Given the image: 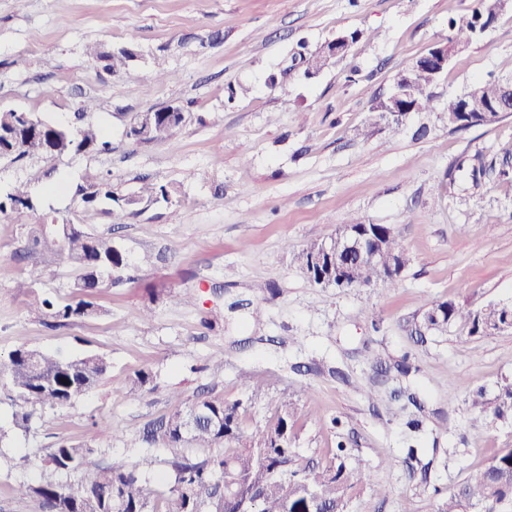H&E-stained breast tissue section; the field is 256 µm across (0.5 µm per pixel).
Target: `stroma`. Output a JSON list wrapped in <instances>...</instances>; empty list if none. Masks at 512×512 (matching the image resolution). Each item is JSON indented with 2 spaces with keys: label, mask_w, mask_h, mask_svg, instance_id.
Segmentation results:
<instances>
[{
  "label": "stroma",
  "mask_w": 512,
  "mask_h": 512,
  "mask_svg": "<svg viewBox=\"0 0 512 512\" xmlns=\"http://www.w3.org/2000/svg\"><path fill=\"white\" fill-rule=\"evenodd\" d=\"M474 0H0V109L74 124L94 99L107 153L0 160V191L26 182L41 207L0 213V361L19 345L104 355L110 368L73 406L39 412L27 434L0 442V512H40L15 486L40 479L61 439H92V422L118 438L95 441L105 464L142 467L152 489L171 477L160 449L132 447L143 428L201 392L245 407L242 429L263 427L281 399L296 410L297 457L315 470L338 445L361 459L385 497L348 512H434L474 471L512 448V420L474 408L512 382V330L472 336L456 323L413 333L433 302L477 311L512 303V178L490 170L472 184L458 165L483 153L512 162V114L453 131L449 97L498 75L512 57V0L479 41L458 53L433 88L435 110L401 130L367 128L396 74L448 35L449 16ZM357 33L347 53L308 78L300 44ZM133 45L114 74L86 45ZM24 65H17V58ZM163 74L153 81L151 71ZM180 107L166 141L128 131L140 113ZM429 134L417 137L420 124ZM174 186L171 204L145 201L113 223L78 187L142 180ZM393 228L410 262L399 287L327 288L294 256L354 220ZM70 222L110 240L126 258L98 289L100 315L54 325L28 311L15 283L73 299L77 268L30 252L41 225ZM193 290L177 305L172 292ZM409 361L395 376L417 402L369 399L376 358ZM222 360L213 370L214 360ZM151 369L139 387L135 375ZM421 420L412 429L411 420ZM417 458H409V447Z\"/></svg>",
  "instance_id": "obj_1"
}]
</instances>
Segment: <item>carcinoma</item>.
<instances>
[{
	"instance_id": "obj_1",
	"label": "carcinoma",
	"mask_w": 512,
	"mask_h": 512,
	"mask_svg": "<svg viewBox=\"0 0 512 512\" xmlns=\"http://www.w3.org/2000/svg\"><path fill=\"white\" fill-rule=\"evenodd\" d=\"M501 10L500 0H477L471 11L448 19V37L438 46L453 58L462 48L480 40V28L492 27ZM87 51L112 73L126 70L137 57L130 45L117 49L90 45ZM331 59L328 43L307 51L302 56L305 74L319 73ZM405 72L414 80L412 92L402 101L407 111L393 114L386 98L374 101L371 107L373 114L388 118L397 129L412 113L432 110V88L438 80L427 69L409 67ZM474 99L482 102L485 111H466ZM502 100L503 89L496 78L448 99V128L460 130L498 122ZM94 112L93 101L85 102L81 112L75 114L80 126L68 136L58 123L32 113L0 112V159L16 162L38 158V147L43 142L52 144L58 157L108 151L110 143L101 127L90 120ZM183 122V112H171L167 106L158 109L151 139H170ZM76 194L86 206L102 197L119 204L120 211H109L117 222L127 207L145 198L165 203L172 198L167 187L153 184L141 187L132 197L116 195L108 183L88 189L80 186ZM39 207L23 184L0 193V212L9 209L24 214ZM350 226L361 228L382 246L377 262L352 251L346 256V271L338 275L323 244L313 243L296 255L299 269L323 287L338 288L344 277L359 286L383 281L397 287L409 259L393 229L385 224L354 221L336 230L328 244L340 245L343 232ZM31 247L81 271L76 288L82 299L61 301L43 296L30 305L34 315L63 324L98 315L99 309L90 298L104 284L106 269L125 264L123 253L112 242L95 237L76 224L67 230L50 226L43 229L33 237ZM508 317L512 319V304L472 311L442 301L431 304L422 327L426 331H443L461 321L470 325V335L484 336L494 333ZM108 367L107 358L97 353L74 355L25 345L16 347L9 353L7 363V398L14 409L12 430L28 431L39 410L73 405L97 386ZM474 405L491 411L497 418L512 415V383L503 385L492 401L477 392ZM244 412L240 402L200 399L185 407L176 406L140 434L138 445L160 447L167 454L173 482L166 494L155 493L142 472L118 463L106 466L98 449L66 440L49 450L45 459L47 475L19 483L14 493L20 499L38 501L47 512H296L298 508L347 512L349 503L368 489L378 496L385 494L361 462H348L347 449L341 444L331 464L320 472L299 461L291 448L294 409L290 401H279L265 425L249 435L241 429ZM506 504L512 505V448L494 456L485 468L439 503L435 512H502Z\"/></svg>"
}]
</instances>
